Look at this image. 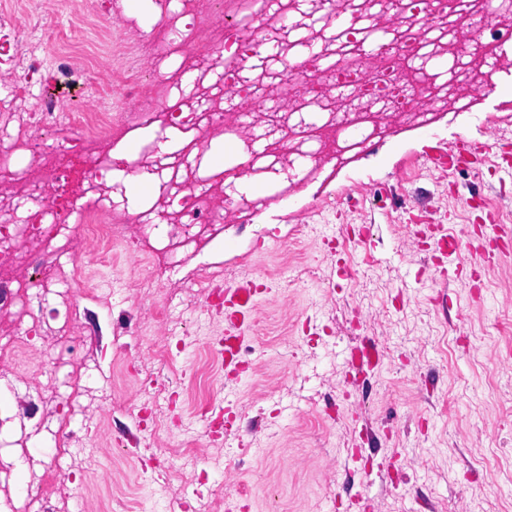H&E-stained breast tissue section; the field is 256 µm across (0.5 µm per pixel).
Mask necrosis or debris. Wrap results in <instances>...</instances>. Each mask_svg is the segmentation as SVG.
<instances>
[{"instance_id": "necrosis-or-debris-1", "label": "necrosis or debris", "mask_w": 512, "mask_h": 512, "mask_svg": "<svg viewBox=\"0 0 512 512\" xmlns=\"http://www.w3.org/2000/svg\"><path fill=\"white\" fill-rule=\"evenodd\" d=\"M490 10L501 28L487 34L478 22ZM381 17L386 20L384 41L372 53L368 47ZM175 19L186 31L181 54L196 76L191 90L179 92L173 101L147 96L145 86H156L159 73L117 50L109 56L93 52L80 65L65 53L55 62L60 71L82 67L88 77L111 65L114 85L140 104L141 127L156 125L163 134L183 138L178 151L148 164L126 152L116 158L92 156V139L109 136L117 142L124 137L129 129L125 113L76 112L71 97L33 94L44 61L25 44L13 42L12 56L23 63L14 95L34 96L35 104L26 120L0 140V180H21L16 155L41 160L64 123L82 130L78 144L47 167L44 180L24 182L19 195L0 205V269L18 263L29 271L15 292L22 306L41 298L51 271L66 260L59 241L79 233L100 254L118 240L112 171L160 181L157 203L137 215L160 252L177 242H196L206 227L241 218L266 223L265 205L233 192L239 179L251 175L253 157L240 155L225 170L228 192L220 210L212 204L211 178L192 173V158L206 151L202 133L233 130L224 109L228 98L270 112L271 161L264 171L277 175L285 173V159L296 155L326 162L335 159L338 143L366 146L367 138L354 132L361 117L398 112L425 118L497 87L498 78L482 72L481 64L512 45V0H310L306 6L300 0H279L274 13L268 0H180ZM297 29L319 42L318 53L299 55ZM466 29L471 37L464 49H457ZM24 240L39 245V252H21Z\"/></svg>"}]
</instances>
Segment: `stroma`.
Wrapping results in <instances>:
<instances>
[{
    "instance_id": "obj_1",
    "label": "stroma",
    "mask_w": 512,
    "mask_h": 512,
    "mask_svg": "<svg viewBox=\"0 0 512 512\" xmlns=\"http://www.w3.org/2000/svg\"><path fill=\"white\" fill-rule=\"evenodd\" d=\"M153 0H109L91 27L99 44L144 42V11ZM18 14L40 10L37 27L19 35L43 54L65 46L71 28L62 0H10ZM183 41L172 28L165 47L146 46L145 59L176 92L190 82L180 67ZM73 93L91 112H134L138 106L102 78L74 80ZM373 149L344 153L326 164L296 158L301 184L267 178L252 182L269 207L262 249L250 248L256 225L230 224L217 238L174 248L173 267L151 260L152 237L137 223L123 225L125 244L96 259L88 242L71 237L68 253L88 262L96 294L61 286L72 267L55 272L40 325L20 307L0 306V327L36 328L32 359L0 356V499L29 512L27 488L37 485L50 512H182L192 494L234 488L244 512H512V249L494 244L479 226L484 216L512 226V177L486 165L448 178L426 171L430 154L453 148L460 136L484 142L493 131L512 141V91L469 96L449 105L437 122L417 126L385 113L362 124ZM335 195L336 210L303 224L314 200ZM432 201L443 224L461 240L460 265L435 266L432 234L412 235V199ZM296 245L286 239L295 225ZM372 225L364 243L346 227ZM499 249L496 263L485 260ZM228 276L259 275L271 290L261 297L249 344L255 369L245 382L224 379L212 341L224 334V315L208 308L191 281L201 263ZM193 296L184 350L169 369L157 354L167 298ZM73 305L77 321L63 330ZM77 340L75 355L61 336ZM377 339L381 367L353 381L342 365L364 337ZM54 357L56 395L37 397L27 382L40 359ZM155 373L160 401L176 397L191 432L150 435L132 411L145 374ZM72 404H63L65 396ZM233 406L241 427L226 442L206 431L204 413ZM104 436L101 464L89 469L82 450L90 429ZM72 449L71 477L43 480L60 447ZM204 448L207 479L198 488L171 478L139 482L150 453Z\"/></svg>"
}]
</instances>
